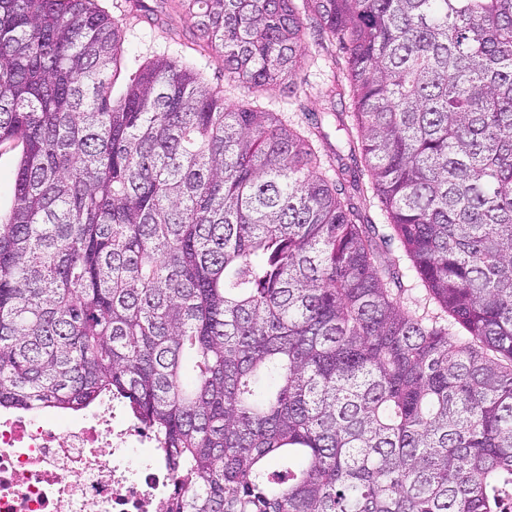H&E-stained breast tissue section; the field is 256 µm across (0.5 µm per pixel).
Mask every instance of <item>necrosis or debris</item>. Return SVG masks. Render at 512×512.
<instances>
[{
    "label": "necrosis or debris",
    "mask_w": 512,
    "mask_h": 512,
    "mask_svg": "<svg viewBox=\"0 0 512 512\" xmlns=\"http://www.w3.org/2000/svg\"><path fill=\"white\" fill-rule=\"evenodd\" d=\"M171 485L155 436L115 405L64 425L0 416V512H163Z\"/></svg>",
    "instance_id": "obj_1"
}]
</instances>
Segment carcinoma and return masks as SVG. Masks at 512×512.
Returning <instances> with one entry per match:
<instances>
[{
	"label": "carcinoma",
	"mask_w": 512,
	"mask_h": 512,
	"mask_svg": "<svg viewBox=\"0 0 512 512\" xmlns=\"http://www.w3.org/2000/svg\"><path fill=\"white\" fill-rule=\"evenodd\" d=\"M179 2L253 93L312 20L355 165L172 61L115 94L97 0H0V410L122 404L165 512H512V0ZM21 147H0V212L4 218L10 211L14 198V179ZM408 291L401 295L400 302L404 308L416 310L419 314L444 317L440 308L428 299L425 289L421 286L413 271L409 272L407 280Z\"/></svg>",
	"instance_id": "carcinoma-1"
}]
</instances>
